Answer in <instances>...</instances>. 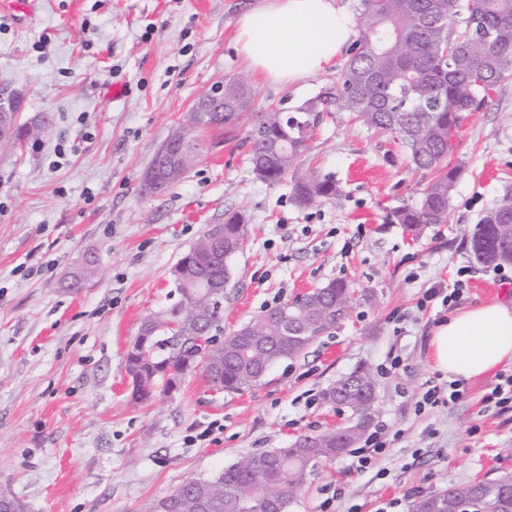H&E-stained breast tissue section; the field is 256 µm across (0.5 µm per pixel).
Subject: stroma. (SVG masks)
Returning a JSON list of instances; mask_svg holds the SVG:
<instances>
[{
  "label": "stroma",
  "mask_w": 512,
  "mask_h": 512,
  "mask_svg": "<svg viewBox=\"0 0 512 512\" xmlns=\"http://www.w3.org/2000/svg\"><path fill=\"white\" fill-rule=\"evenodd\" d=\"M260 2L36 0L32 17L0 13V90L18 95L19 123L51 118L0 152V492L27 512H149L186 480L345 425L348 412L321 393L360 365L379 384L373 424L386 449L362 471L348 453L320 462L291 512H408L419 494L512 473V412L485 401L511 363L466 381L453 405L416 407L429 389L448 392L430 340L452 308L428 289L462 284L461 309L512 307V265L477 266L469 237L512 194V80L455 136L447 223L417 236L391 223L431 176L410 171L391 137L336 112L297 166L332 177L343 197L302 208L290 181L255 177L243 138L259 112L333 84L346 59L290 85L248 73L235 22ZM243 73L254 103L236 130L199 131L197 163L143 192L152 156L200 93ZM234 213L245 235L224 333L333 279L356 293L349 317L245 392L213 396L198 369L172 395L134 403L130 342L177 300V261ZM208 428L213 441H197Z\"/></svg>",
  "instance_id": "obj_1"
}]
</instances>
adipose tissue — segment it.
<instances>
[{
    "label": "adipose tissue",
    "mask_w": 512,
    "mask_h": 512,
    "mask_svg": "<svg viewBox=\"0 0 512 512\" xmlns=\"http://www.w3.org/2000/svg\"><path fill=\"white\" fill-rule=\"evenodd\" d=\"M354 15L337 0H265L237 20V52L264 80L292 84L324 71L355 39ZM435 369L456 379L512 363V307L463 309L431 339Z\"/></svg>",
    "instance_id": "obj_1"
}]
</instances>
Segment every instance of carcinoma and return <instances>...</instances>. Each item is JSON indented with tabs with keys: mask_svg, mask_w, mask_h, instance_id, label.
<instances>
[{
	"mask_svg": "<svg viewBox=\"0 0 512 512\" xmlns=\"http://www.w3.org/2000/svg\"><path fill=\"white\" fill-rule=\"evenodd\" d=\"M360 0V36L349 59L324 88L290 112L260 113L246 141L252 171L269 184L280 182L307 149L329 108L344 112L378 133L392 135L405 149L414 170L436 173L418 204L391 215L418 234L448 223L451 191L459 173L448 167L453 139L465 120L495 88L512 78V0ZM241 113L231 107L214 112L211 125L236 126ZM46 119L10 131L0 148L34 139ZM334 181L293 176V198L301 207L340 199ZM206 232L176 263L179 300L147 317L139 335L147 348L126 355L131 397L151 401L156 388L165 394L200 366L217 392L240 393L257 384L270 367L301 355L348 314L354 292L342 280L295 297L251 318L210 356L202 339L220 329L224 297L232 275L224 243L244 238L242 216L233 214ZM477 263L512 264V195L487 211L471 237ZM296 323L288 336L283 318ZM323 399L349 412L346 425L297 438L286 448H270L240 458L209 479H189L150 506L151 512H289L319 460H330L355 442L351 429H368L378 403L375 374L360 365L328 386ZM458 507L512 512V474L470 484L442 487L416 497L410 512H454Z\"/></svg>",
	"mask_w": 512,
	"mask_h": 512,
	"instance_id": "carcinoma-1",
	"label": "carcinoma"
}]
</instances>
